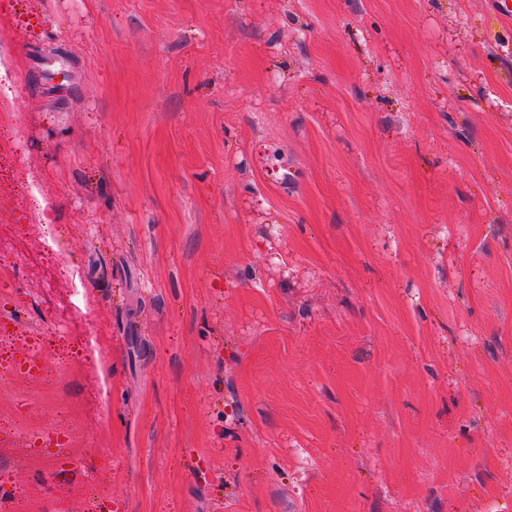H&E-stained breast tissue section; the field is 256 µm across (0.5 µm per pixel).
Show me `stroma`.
Returning <instances> with one entry per match:
<instances>
[{
    "label": "stroma",
    "mask_w": 512,
    "mask_h": 512,
    "mask_svg": "<svg viewBox=\"0 0 512 512\" xmlns=\"http://www.w3.org/2000/svg\"><path fill=\"white\" fill-rule=\"evenodd\" d=\"M0 45L15 512H512L504 0H0Z\"/></svg>",
    "instance_id": "35a3bbf8"
}]
</instances>
